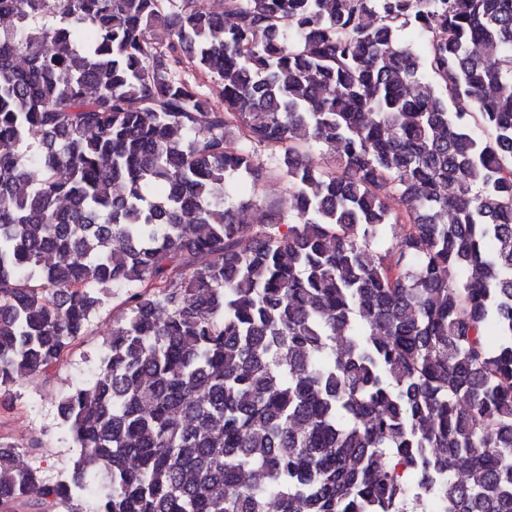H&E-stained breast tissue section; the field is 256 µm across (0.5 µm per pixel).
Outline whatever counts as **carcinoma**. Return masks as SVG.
<instances>
[{
	"label": "carcinoma",
	"instance_id": "cac0c4a2",
	"mask_svg": "<svg viewBox=\"0 0 512 512\" xmlns=\"http://www.w3.org/2000/svg\"><path fill=\"white\" fill-rule=\"evenodd\" d=\"M4 20L0 388L123 294L71 471L0 441V512H512V0ZM262 149L288 209L228 193Z\"/></svg>",
	"mask_w": 512,
	"mask_h": 512
}]
</instances>
